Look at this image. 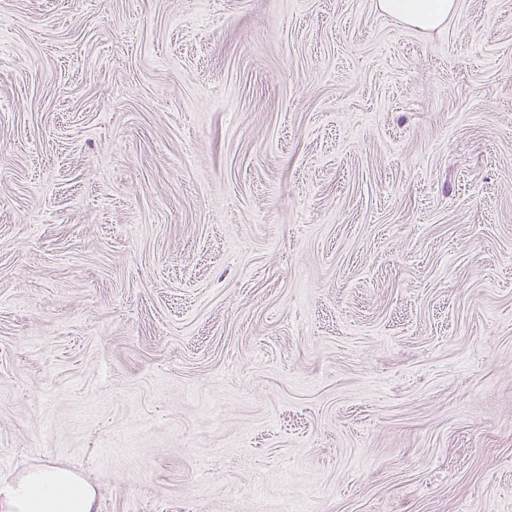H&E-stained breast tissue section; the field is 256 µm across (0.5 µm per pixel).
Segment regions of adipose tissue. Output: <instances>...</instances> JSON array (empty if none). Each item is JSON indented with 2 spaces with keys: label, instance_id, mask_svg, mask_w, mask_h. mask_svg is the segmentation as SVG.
<instances>
[{
  "label": "adipose tissue",
  "instance_id": "adipose-tissue-1",
  "mask_svg": "<svg viewBox=\"0 0 512 512\" xmlns=\"http://www.w3.org/2000/svg\"><path fill=\"white\" fill-rule=\"evenodd\" d=\"M385 13L422 31L443 28L456 0H378ZM0 512H97L92 485L74 472L46 464L0 488Z\"/></svg>",
  "mask_w": 512,
  "mask_h": 512
}]
</instances>
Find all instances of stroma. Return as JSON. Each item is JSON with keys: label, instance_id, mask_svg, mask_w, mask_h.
<instances>
[{"label": "stroma", "instance_id": "1", "mask_svg": "<svg viewBox=\"0 0 512 512\" xmlns=\"http://www.w3.org/2000/svg\"><path fill=\"white\" fill-rule=\"evenodd\" d=\"M99 512H512V0H0V485ZM385 13L422 31L443 28L454 13L456 0H378ZM3 512H97L92 485L74 472L46 464L0 489Z\"/></svg>", "mask_w": 512, "mask_h": 512}]
</instances>
